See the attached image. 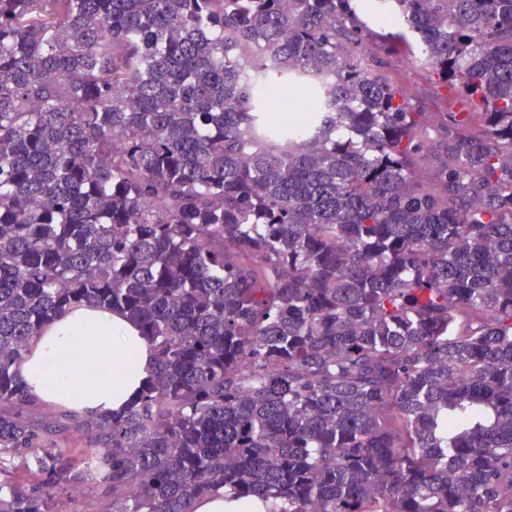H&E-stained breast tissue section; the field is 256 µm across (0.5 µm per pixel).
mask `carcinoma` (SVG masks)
Returning a JSON list of instances; mask_svg holds the SVG:
<instances>
[{"mask_svg": "<svg viewBox=\"0 0 512 512\" xmlns=\"http://www.w3.org/2000/svg\"><path fill=\"white\" fill-rule=\"evenodd\" d=\"M80 306L156 367L78 456L14 365ZM93 484L512 512V0H0V512ZM371 56L377 64L389 70L412 95L423 112H446L448 103L437 94L430 75L421 64L403 55L394 46L381 39L368 40Z\"/></svg>", "mask_w": 512, "mask_h": 512, "instance_id": "cac0c4a2", "label": "carcinoma"}]
</instances>
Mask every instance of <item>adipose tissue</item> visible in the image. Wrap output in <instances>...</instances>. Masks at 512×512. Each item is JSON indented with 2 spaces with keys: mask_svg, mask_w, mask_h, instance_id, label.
Wrapping results in <instances>:
<instances>
[{
  "mask_svg": "<svg viewBox=\"0 0 512 512\" xmlns=\"http://www.w3.org/2000/svg\"><path fill=\"white\" fill-rule=\"evenodd\" d=\"M154 365L153 348L130 319L84 306L36 336L14 369L39 404L91 416L126 407ZM269 505V500L240 498L220 486L192 510L267 512Z\"/></svg>",
  "mask_w": 512,
  "mask_h": 512,
  "instance_id": "obj_1",
  "label": "adipose tissue"
}]
</instances>
